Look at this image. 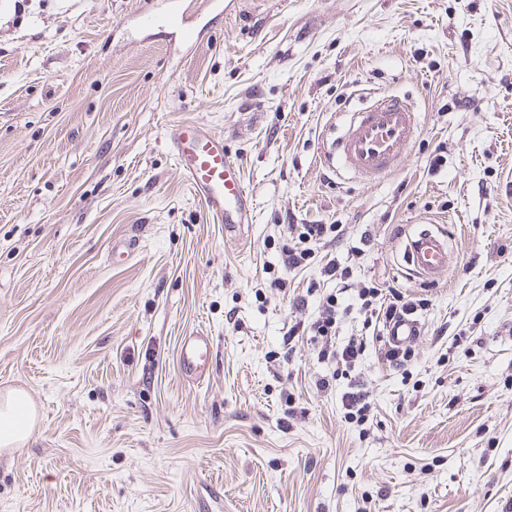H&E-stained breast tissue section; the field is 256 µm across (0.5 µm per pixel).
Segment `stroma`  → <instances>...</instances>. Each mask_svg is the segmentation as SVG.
I'll list each match as a JSON object with an SVG mask.
<instances>
[{
  "mask_svg": "<svg viewBox=\"0 0 512 512\" xmlns=\"http://www.w3.org/2000/svg\"><path fill=\"white\" fill-rule=\"evenodd\" d=\"M373 90L421 132L365 182L324 153ZM187 121L223 136L250 224L226 230L181 173ZM292 224L343 236L291 272ZM422 229L447 232L446 277L408 265ZM329 254L352 284L340 338L361 286L426 302L405 367L368 338L362 426L288 334ZM197 331L199 383L178 363ZM13 387L38 423L0 452V512H512V0H0Z\"/></svg>",
  "mask_w": 512,
  "mask_h": 512,
  "instance_id": "obj_1",
  "label": "stroma"
}]
</instances>
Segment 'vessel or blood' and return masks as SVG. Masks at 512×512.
I'll list each match as a JSON object with an SVG mask.
<instances>
[{"instance_id": "1", "label": "vessel or blood", "mask_w": 512, "mask_h": 512, "mask_svg": "<svg viewBox=\"0 0 512 512\" xmlns=\"http://www.w3.org/2000/svg\"><path fill=\"white\" fill-rule=\"evenodd\" d=\"M418 131L414 106L398 96H370L369 104L352 113L342 135L333 142L331 157L363 180L386 176ZM178 166L209 212L226 226L250 223L247 193L240 175L228 161L222 137L204 132L197 124L178 125L170 133ZM408 257L416 273L429 279L448 269V237L424 230L408 241ZM420 333L416 320L390 323L383 339L387 348L409 345ZM206 337L187 336L181 342L179 364L190 377L201 378L208 355Z\"/></svg>"}]
</instances>
